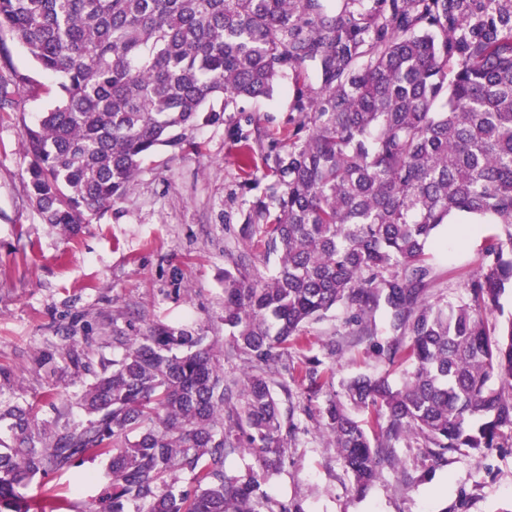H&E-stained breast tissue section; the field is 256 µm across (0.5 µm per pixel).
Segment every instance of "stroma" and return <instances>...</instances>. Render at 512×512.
<instances>
[{"mask_svg": "<svg viewBox=\"0 0 512 512\" xmlns=\"http://www.w3.org/2000/svg\"><path fill=\"white\" fill-rule=\"evenodd\" d=\"M0 60V81L13 82L12 102L0 109V397L37 403L38 417L52 421L94 371L119 357L116 336H133L163 324L224 334V272L251 254L258 269L275 262L247 240L242 228L256 200L280 192L269 174L270 147L288 144L302 116L292 79L279 81L271 97L226 105L219 121L200 124L181 147L160 148L146 159L124 196L71 235L47 224L28 203L31 158L21 142L24 126L52 108L56 91L27 50L10 35ZM31 83L15 85L17 75ZM250 158L243 168L242 158ZM260 179H253V172ZM481 237L458 239L445 226L433 248L428 296L455 299L464 278L481 265ZM346 312L330 311L307 335L329 363L333 384L359 375H381L385 366L363 336H343ZM321 401L289 448L275 497L302 501L305 512H512V440L485 452L452 450L442 459L426 449L398 445L399 465L357 496L333 443L319 428ZM99 458L78 461L67 472L32 483L27 494L54 496L87 512L105 480Z\"/></svg>", "mask_w": 512, "mask_h": 512, "instance_id": "obj_1", "label": "stroma"}]
</instances>
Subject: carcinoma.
<instances>
[{
  "mask_svg": "<svg viewBox=\"0 0 512 512\" xmlns=\"http://www.w3.org/2000/svg\"><path fill=\"white\" fill-rule=\"evenodd\" d=\"M339 2L0 0V32L58 91L24 128L27 199L73 235L158 147L220 119L218 101L269 97L291 74L308 130L274 155L282 192L244 225L274 272L247 255L224 272L240 375L194 330L112 337L120 358L68 399L85 420L0 407V512H58L33 509L26 490L88 457L106 460L97 512H304L267 486L321 396L359 495L400 443L441 458L512 436V320L499 334L488 323L512 288V0ZM455 215L499 231L483 237L465 295L431 300V249ZM339 306L343 335L368 337L400 385L359 375L336 390L318 356L295 359L306 326ZM246 451L258 468L229 474Z\"/></svg>",
  "mask_w": 512,
  "mask_h": 512,
  "instance_id": "cac0c4a2",
  "label": "carcinoma"
}]
</instances>
